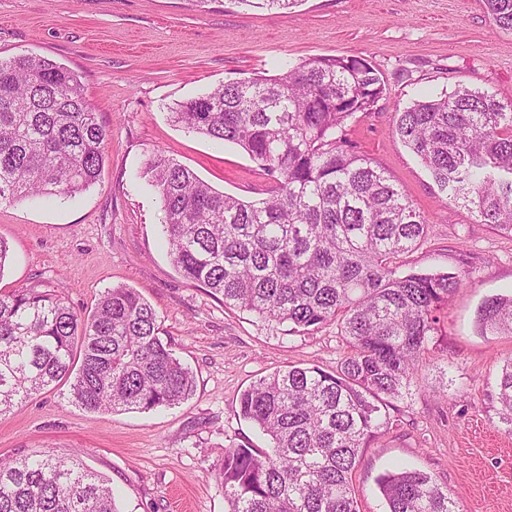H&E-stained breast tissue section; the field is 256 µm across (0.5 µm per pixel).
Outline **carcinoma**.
I'll return each mask as SVG.
<instances>
[{"label":"carcinoma","instance_id":"obj_1","mask_svg":"<svg viewBox=\"0 0 512 512\" xmlns=\"http://www.w3.org/2000/svg\"><path fill=\"white\" fill-rule=\"evenodd\" d=\"M290 9L301 0H232ZM512 32V0H483ZM386 93L353 56H316L269 77L223 83L173 108L189 132L239 147L275 186L246 201L219 192L173 159L145 172L156 189L177 271L224 306L292 325L335 322L350 352L333 372L290 365L256 380L240 414L266 448H227L214 469L226 512H358L352 474L361 449L388 426L385 407L409 394L438 313L466 270L402 273V256L430 224L347 137V121ZM392 133L456 204L512 236V101L459 87L394 112ZM109 141L79 75L51 59H0V204L72 199L101 173ZM482 333L512 334V295L480 309ZM69 384L92 412L174 407L194 376L159 336L135 289L105 291L83 317L54 289L0 291V416ZM497 414L512 426V359L501 368ZM388 512H457L430 474L378 479ZM0 512H121L112 486L75 454L0 459Z\"/></svg>","mask_w":512,"mask_h":512}]
</instances>
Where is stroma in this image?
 <instances>
[{"instance_id":"35a3bbf8","label":"stroma","mask_w":512,"mask_h":512,"mask_svg":"<svg viewBox=\"0 0 512 512\" xmlns=\"http://www.w3.org/2000/svg\"><path fill=\"white\" fill-rule=\"evenodd\" d=\"M21 53L75 71L110 140L99 180L76 199L0 205L13 256L0 289H55L82 315L109 288L137 290L195 388L173 408L117 413L74 406L64 387L42 391L0 416V458L76 453L110 480L123 512H225L215 464L225 449L268 445L239 414L243 391L292 364L335 370L347 349L336 324L293 332L183 278L144 163L161 154L217 190L264 198L273 182L247 154L186 132L171 108L222 83L276 75L283 62L348 55L371 63L386 88L373 112L349 119L348 137L431 226L405 271L470 261L410 395L390 401L389 427L360 453L359 512H386L377 481L397 467L429 473L458 512H512V432L491 402L512 335L478 325L487 298L512 294V237L452 203L391 131L395 110L422 95L466 86L512 100V33L482 0H302L268 11L231 0H0V57Z\"/></svg>"}]
</instances>
